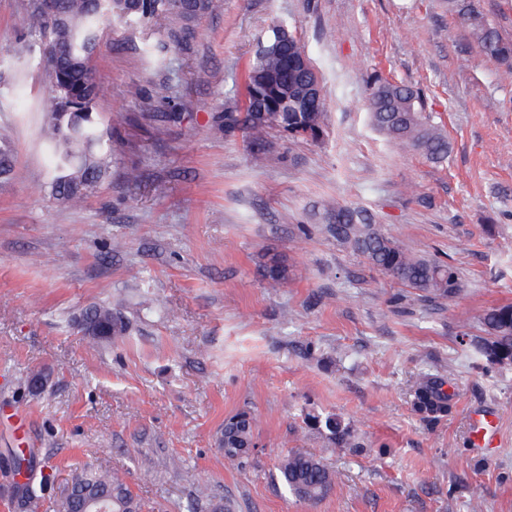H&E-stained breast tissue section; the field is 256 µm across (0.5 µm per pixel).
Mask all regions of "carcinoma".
I'll use <instances>...</instances> for the list:
<instances>
[{
  "label": "carcinoma",
  "instance_id": "obj_1",
  "mask_svg": "<svg viewBox=\"0 0 512 512\" xmlns=\"http://www.w3.org/2000/svg\"><path fill=\"white\" fill-rule=\"evenodd\" d=\"M448 13L457 16L465 28L470 46L494 58L512 76V41L503 38L475 0H446ZM218 7V0H57V14L46 15L39 0H27L28 31L15 48L19 55L57 50L58 61L42 69V78L55 105L45 115V133L55 174L48 184L51 196L64 202L80 201L92 194L112 167V135L103 127L97 111L101 85L91 56L99 46L102 20L125 25L161 23L175 39L190 34L192 23ZM304 47L287 24L277 22L258 39L246 75V96L253 112L239 117L224 115V128L234 122L246 131L252 158L263 162L269 150L272 130L295 137L317 140L326 121L325 98L309 99L298 105L282 104V96L300 98L313 79L307 68H292ZM367 109L373 127L401 146L411 148L434 163L448 158V136L434 125L424 111L418 91L374 75L369 82ZM279 105L268 121L260 109ZM10 142L0 138V180L13 172ZM324 229L337 243L361 255L373 267L418 291L420 300L438 303L455 297L462 288L457 269L445 262L411 253L404 242L384 233L362 209L340 203L325 205ZM264 276L274 283L288 279V261L272 255L263 265ZM84 316L112 324V335L122 336L128 322L109 306H95ZM483 335L472 341L487 361L512 364V306L491 308L480 318ZM416 408L428 414L444 410V396L424 381L415 382ZM312 428L327 431L336 448H356L351 428L333 415H314ZM254 418L248 411L224 420L218 444L226 462L245 469L252 464ZM276 476L296 498L317 502L333 489L336 472L320 455L297 450L282 453ZM69 494L60 497L55 512H79L86 501L102 512H142V504L129 484L117 473H107L87 463L77 469L67 483Z\"/></svg>",
  "mask_w": 512,
  "mask_h": 512
}]
</instances>
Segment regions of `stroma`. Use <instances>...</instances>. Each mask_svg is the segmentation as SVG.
I'll list each match as a JSON object with an SVG mask.
<instances>
[{
  "label": "stroma",
  "instance_id": "35a3bbf8",
  "mask_svg": "<svg viewBox=\"0 0 512 512\" xmlns=\"http://www.w3.org/2000/svg\"><path fill=\"white\" fill-rule=\"evenodd\" d=\"M221 3L183 44L151 24L104 28L93 65L112 168L72 205L47 188L41 67L12 52L25 2L0 0V137L15 161L0 186V512H20L14 448L34 450L49 502L90 461L123 473L145 512H512V366L470 344L484 310L512 304V78L464 49L443 0ZM276 21L321 77L327 126L317 142L271 132L258 166L241 131L213 118L242 112L248 60ZM374 72L421 90L446 162L373 128ZM329 200L453 264L461 293L425 304L322 233ZM268 252L298 276L270 285ZM95 305L129 332L86 335ZM416 378L447 395V412L417 411ZM241 409L255 417L244 471L217 443ZM485 410L498 416L493 448L470 438ZM313 413L350 423L357 447L329 449ZM287 450L324 456L334 491L291 496L274 477ZM83 317L94 318L107 323H112V334L107 336H122L129 328L128 322L109 306H95L88 309ZM103 336V337H107Z\"/></svg>",
  "mask_w": 512,
  "mask_h": 512
}]
</instances>
